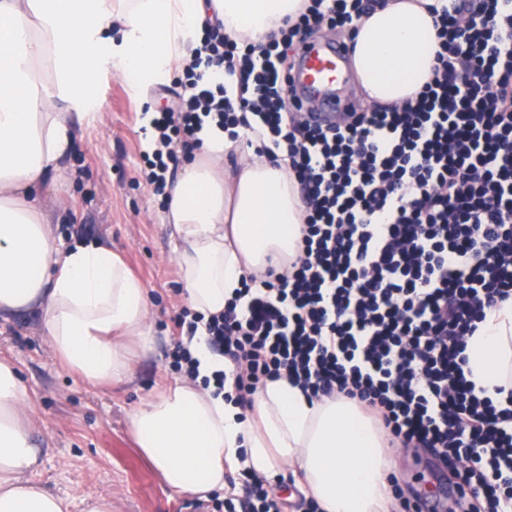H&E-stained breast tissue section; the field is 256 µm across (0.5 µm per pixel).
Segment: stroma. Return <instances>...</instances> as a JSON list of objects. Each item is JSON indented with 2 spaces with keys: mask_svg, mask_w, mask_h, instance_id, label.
Segmentation results:
<instances>
[{
  "mask_svg": "<svg viewBox=\"0 0 512 512\" xmlns=\"http://www.w3.org/2000/svg\"><path fill=\"white\" fill-rule=\"evenodd\" d=\"M103 112L76 124V148L65 172L40 200L67 211L55 231L59 243L81 240L111 245L147 286L157 356L140 364L133 380L100 387L57 360L32 310L0 321V360L10 361L30 396L33 434L41 450L35 482L64 498L68 512H86L89 499L108 496L112 512H215L211 501L172 494L141 454L127 415L144 397L178 381L166 359L179 333L173 319L184 303L175 243L164 210L141 175L146 131L141 102L128 86L103 74ZM396 477L404 495L431 487L440 469L422 448H398Z\"/></svg>",
  "mask_w": 512,
  "mask_h": 512,
  "instance_id": "obj_1",
  "label": "stroma"
}]
</instances>
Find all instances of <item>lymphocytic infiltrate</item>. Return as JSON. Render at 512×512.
I'll list each match as a JSON object with an SVG mask.
<instances>
[{
    "mask_svg": "<svg viewBox=\"0 0 512 512\" xmlns=\"http://www.w3.org/2000/svg\"><path fill=\"white\" fill-rule=\"evenodd\" d=\"M364 0H309L267 42L208 23L173 109L155 113L142 173L167 174L198 149L204 124L254 137L300 187L302 237L288 274L244 279L224 311L182 310L170 354L205 329L239 405L291 379L376 418L390 444L430 449L460 488L458 512H512V395L467 377L468 340L512 301V0H448L432 78L402 110L311 126L288 107V49L328 27L355 36ZM467 472H459V462Z\"/></svg>",
    "mask_w": 512,
    "mask_h": 512,
    "instance_id": "obj_1",
    "label": "lymphocytic infiltrate"
}]
</instances>
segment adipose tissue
Listing matches in <instances>:
<instances>
[{"label": "adipose tissue", "mask_w": 512, "mask_h": 512, "mask_svg": "<svg viewBox=\"0 0 512 512\" xmlns=\"http://www.w3.org/2000/svg\"><path fill=\"white\" fill-rule=\"evenodd\" d=\"M379 0L362 16L352 62L369 102L400 105L432 78L437 29L428 5ZM304 0H0V318L39 310L54 357L93 384H120L154 353L148 290L106 245L60 249L34 195L60 174L75 147L74 119L105 107L101 72L134 94L173 74L205 22L259 43L297 18ZM168 186L164 223L175 240L181 291L192 311L223 312L243 277L286 271L300 237V198L285 166L241 151L205 127ZM236 169L224 165L230 152ZM200 378L141 399L129 415L140 453L166 488L205 497L246 467L266 479L291 472L322 512H388L394 463L357 405L309 398L288 378L258 386L250 407L204 387L224 366L197 335ZM472 379L494 395L512 386V303L488 312L468 341ZM25 388L0 361V512H65L31 473Z\"/></svg>", "instance_id": "obj_1"}]
</instances>
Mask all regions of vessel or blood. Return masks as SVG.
I'll use <instances>...</instances> for the list:
<instances>
[{
    "mask_svg": "<svg viewBox=\"0 0 512 512\" xmlns=\"http://www.w3.org/2000/svg\"><path fill=\"white\" fill-rule=\"evenodd\" d=\"M350 53V47L339 41L299 45L289 97L291 103L309 107L311 123L328 124L335 113L355 104V97L345 91Z\"/></svg>",
    "mask_w": 512,
    "mask_h": 512,
    "instance_id": "b4317fda",
    "label": "vessel or blood"
}]
</instances>
